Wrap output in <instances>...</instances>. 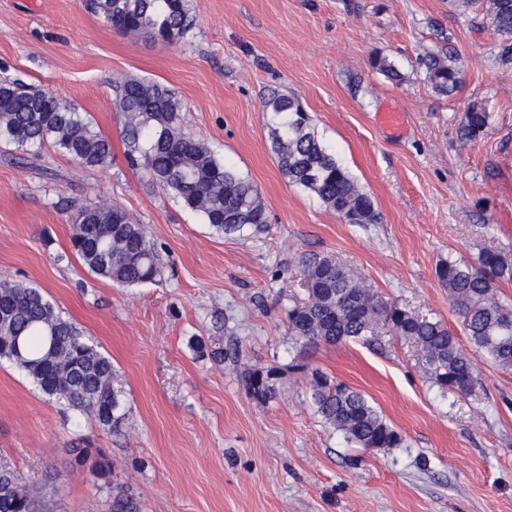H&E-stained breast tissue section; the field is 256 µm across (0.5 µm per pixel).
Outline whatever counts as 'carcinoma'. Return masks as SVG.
<instances>
[{
	"mask_svg": "<svg viewBox=\"0 0 512 512\" xmlns=\"http://www.w3.org/2000/svg\"><path fill=\"white\" fill-rule=\"evenodd\" d=\"M483 19L499 37V54L512 62V0H484ZM86 7L112 28L131 36L150 35L166 42L183 38L193 26L184 0H85ZM423 67L432 90L442 96L462 83L458 55L428 56ZM116 111L132 164L173 196L182 207L226 235L259 230L267 214L257 185L210 147L183 131L182 103L168 87L129 79L117 88ZM272 151L288 182L315 194L350 224H375L378 213L369 194L325 146L311 115L291 97L265 99ZM484 107L463 113V135L475 140L487 126ZM19 148L51 144L86 167L112 158V142L92 128L75 107L18 82H0V142ZM75 255L87 269L121 286L154 283L158 258L141 224L122 207L102 210L86 205L71 217ZM296 270L307 298L288 309V335L300 349L370 342L379 318L413 340L424 357L425 372L441 391L469 393L474 385L467 349L439 321L419 318L378 293L330 255L308 252ZM438 283L461 319L472 349L498 368L512 370V302L501 298L497 282L512 279V255L487 249L478 265L441 260ZM0 360L24 371L48 398L87 414L114 429L126 419L123 391L114 385L112 359L61 316L43 292L22 281L0 279ZM276 370L249 373L251 394L264 402L275 395ZM311 397L324 423L364 451L398 448L401 434L354 388L320 370L309 376ZM0 512H42V505L19 472L0 466ZM109 512H140L128 491L112 495Z\"/></svg>",
	"mask_w": 512,
	"mask_h": 512,
	"instance_id": "obj_1",
	"label": "carcinoma"
}]
</instances>
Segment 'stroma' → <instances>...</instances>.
Masks as SVG:
<instances>
[{
	"label": "stroma",
	"instance_id": "stroma-1",
	"mask_svg": "<svg viewBox=\"0 0 512 512\" xmlns=\"http://www.w3.org/2000/svg\"><path fill=\"white\" fill-rule=\"evenodd\" d=\"M193 28L175 43L134 38L85 0H0V82L63 98L112 142L83 167L52 145L0 143V277L34 284L112 359L128 417L120 429L61 409L0 361V465L19 470L49 512H108L126 489L141 512H512V371L474 357L469 395L443 393L411 339L379 322L372 342L293 347L289 306L306 296L295 266L336 258L382 300L463 336L439 261L512 254V63L478 9L455 0H185ZM451 47L463 83L436 95L422 59ZM403 74L388 79L372 60ZM127 78L156 81L182 126L258 186L268 222L227 236L131 166L115 109ZM299 98L337 160L371 195L375 224H349L290 184L271 151L263 102ZM484 133L462 138L471 104ZM403 114L389 135L379 112ZM108 200L144 225L161 279L121 287L70 249V219ZM235 337L214 362L196 339ZM276 368L277 394L253 398L246 373ZM363 392L402 435L363 451L326 425L305 369ZM102 452L106 480L74 463Z\"/></svg>",
	"mask_w": 512,
	"mask_h": 512
}]
</instances>
